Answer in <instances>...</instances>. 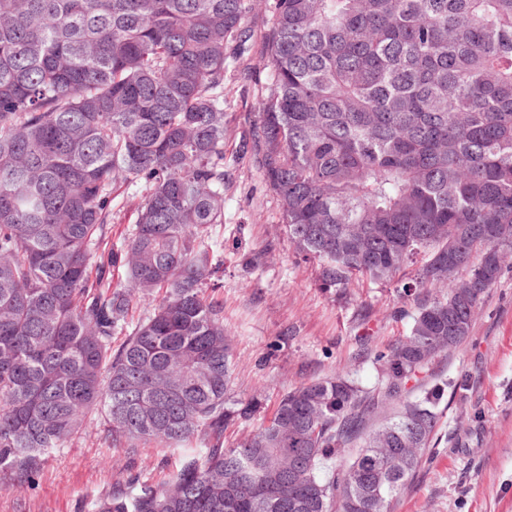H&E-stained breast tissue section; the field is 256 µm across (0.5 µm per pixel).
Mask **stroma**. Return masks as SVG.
<instances>
[{"instance_id": "stroma-1", "label": "stroma", "mask_w": 512, "mask_h": 512, "mask_svg": "<svg viewBox=\"0 0 512 512\" xmlns=\"http://www.w3.org/2000/svg\"><path fill=\"white\" fill-rule=\"evenodd\" d=\"M270 81L269 70L238 62L224 74V221L212 227L211 239L224 255L218 296L234 354L231 394L258 402L250 421L227 432L229 446L269 420L282 391L307 379L343 374L373 387L377 371L361 355L358 334L369 328L374 349L382 350L412 323L394 285L323 288L318 261L290 242L281 204L243 148ZM112 195V241L120 245L135 221L141 187L121 183ZM259 251L262 263L247 266ZM431 372L448 382L442 417L392 512H512V272L489 292L469 339L437 357ZM182 455L153 441L132 450L112 447L93 416L50 451L32 482L14 481L0 468V512H95L97 501L128 474L162 481Z\"/></svg>"}]
</instances>
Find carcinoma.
<instances>
[{"label": "carcinoma", "instance_id": "obj_1", "mask_svg": "<svg viewBox=\"0 0 512 512\" xmlns=\"http://www.w3.org/2000/svg\"><path fill=\"white\" fill-rule=\"evenodd\" d=\"M255 2L0 0V467L20 483L93 412L114 448H185L98 512H391L416 475L448 388L424 375L512 268V0H274L250 151L323 287L395 281L412 326L376 353L357 336L377 386L303 383L227 449L256 404L231 396L209 239ZM118 182L142 187L120 247Z\"/></svg>", "mask_w": 512, "mask_h": 512}]
</instances>
